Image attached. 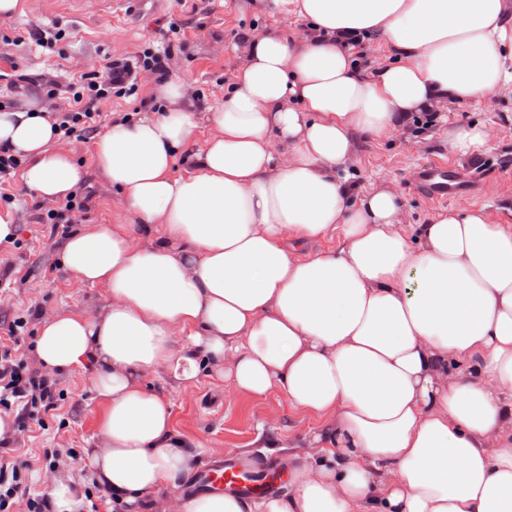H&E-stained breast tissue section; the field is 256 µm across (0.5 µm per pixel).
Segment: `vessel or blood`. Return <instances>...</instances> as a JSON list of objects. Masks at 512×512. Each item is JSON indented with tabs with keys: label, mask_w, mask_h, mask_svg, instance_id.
I'll list each match as a JSON object with an SVG mask.
<instances>
[{
	"label": "vessel or blood",
	"mask_w": 512,
	"mask_h": 512,
	"mask_svg": "<svg viewBox=\"0 0 512 512\" xmlns=\"http://www.w3.org/2000/svg\"><path fill=\"white\" fill-rule=\"evenodd\" d=\"M476 177H463L448 162L436 160L422 166L418 188L431 201L441 202L461 193H476ZM279 459H257L243 454H229L194 473L186 493L230 492L244 497H270L282 485Z\"/></svg>",
	"instance_id": "vessel-or-blood-1"
}]
</instances>
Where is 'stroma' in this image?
<instances>
[{
	"mask_svg": "<svg viewBox=\"0 0 512 512\" xmlns=\"http://www.w3.org/2000/svg\"><path fill=\"white\" fill-rule=\"evenodd\" d=\"M22 3V12L0 15V53L9 56L8 62H0V102L22 104L37 96L36 91L11 86L9 73L43 75L56 83V97L47 104L51 111L68 106L82 74L103 77L112 60H134L170 43L175 51L167 65L168 77L189 80L191 104L196 111H207L223 99L233 81L235 47L244 32L277 27L294 33L304 26L296 16L276 9L255 16L243 0ZM35 28L60 32L61 38L52 48L39 47L29 37ZM157 88L154 75L143 72L132 92L106 90L100 101L99 130L137 113L159 111ZM444 116L452 125L485 122L496 136L481 152L462 160L431 138L430 116L421 113L389 138L361 142L358 163L348 172L350 181L363 189L383 178L395 181L406 200L407 223L421 224L438 206L419 191L417 174L423 164L441 159L467 173L488 172L479 195L448 198V206H474L512 217V91H503L488 104L449 105ZM58 145L86 171L78 193L89 196L87 211L66 213L64 223L55 227L41 223L34 207L37 197L19 175L10 186L11 201L0 199V216H11L18 226L14 243L0 244V323L26 318L25 341L16 357L31 369L40 366L34 352L39 322L29 318L31 307L41 306L48 317L63 309L99 305L106 295L104 288L78 282L63 267L66 227L117 224L124 218L117 193L103 186L96 173L93 140L62 138ZM88 376L80 369L56 375V409L44 414L43 425L12 428L11 445L0 447V457L23 466L34 499H41L50 480L70 478L84 486L85 512H112L82 468L83 451L94 447L101 419ZM147 382L166 391L173 404L175 430L203 449L197 459L201 465L228 453L256 456L272 442L281 448L280 459L298 461L305 438L319 426L316 419L290 406L280 392L245 397L214 374L200 375L185 389L168 387L160 375L148 376Z\"/></svg>",
	"mask_w": 512,
	"mask_h": 512,
	"instance_id": "1",
	"label": "stroma"
}]
</instances>
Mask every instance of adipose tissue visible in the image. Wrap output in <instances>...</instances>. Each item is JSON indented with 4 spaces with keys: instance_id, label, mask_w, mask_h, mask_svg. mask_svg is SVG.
Returning a JSON list of instances; mask_svg holds the SVG:
<instances>
[{
    "instance_id": "ef3b65f1",
    "label": "adipose tissue",
    "mask_w": 512,
    "mask_h": 512,
    "mask_svg": "<svg viewBox=\"0 0 512 512\" xmlns=\"http://www.w3.org/2000/svg\"><path fill=\"white\" fill-rule=\"evenodd\" d=\"M308 21L244 34L233 83L194 111L172 79L162 110L119 120L95 167L135 224H85L62 248L104 305L44 319L49 373L90 368L104 414L84 464L112 512H512V224L451 208L404 221L389 181L339 176L358 139L512 86V0H253ZM381 42L374 70L353 44ZM210 134L190 170L175 154ZM457 157L490 127L438 126ZM49 110L0 109V144L40 198L85 173ZM339 236L336 251L310 242ZM249 397L282 392L316 418L286 493L158 496L195 464L148 374L189 386L206 367ZM209 130L206 127L199 128L195 134L193 144L186 148L179 149L174 167L175 174H184L190 170V156L191 152H195L200 147L205 139L209 136Z\"/></svg>"
}]
</instances>
